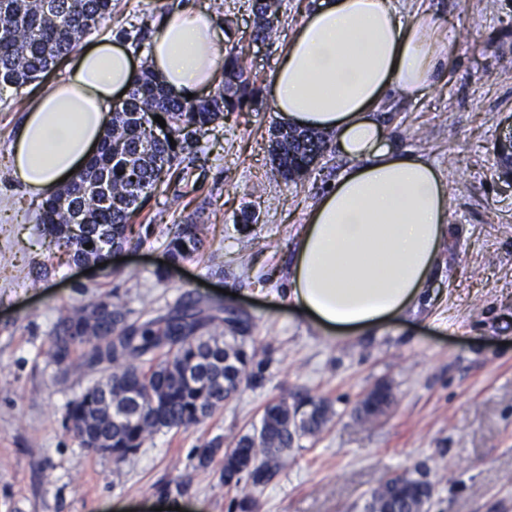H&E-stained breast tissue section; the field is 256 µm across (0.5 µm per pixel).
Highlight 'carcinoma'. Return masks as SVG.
<instances>
[{
    "label": "carcinoma",
    "mask_w": 512,
    "mask_h": 512,
    "mask_svg": "<svg viewBox=\"0 0 512 512\" xmlns=\"http://www.w3.org/2000/svg\"><path fill=\"white\" fill-rule=\"evenodd\" d=\"M282 0H254V15L264 23L254 39L276 30ZM112 12V0H0V96L35 81L70 55L92 33L88 21ZM243 47L231 46L215 92L191 101L169 95L150 70L141 72L112 115L99 153L78 180L42 201L40 218L49 244L66 249L75 263L104 262L112 248L132 233L139 206L173 175L189 178V157L196 135L242 109L253 93L241 65ZM160 116L166 127L154 118ZM175 144H170V141ZM324 137L313 130H276L270 154L276 172L296 181L310 171L323 150ZM184 224L168 245L178 263L203 247L200 224ZM90 243L92 248L84 245ZM222 323L227 336L207 335ZM251 322L227 308L204 309L190 298L164 314L128 319L117 299L106 295L89 307L75 308L57 324L49 352L58 364L82 350L88 362L112 373L88 387L68 406L65 422L86 449L110 448L119 461L135 454L144 439L161 428H187L208 417L238 392L242 381L262 379V363L246 350ZM394 399L390 382L381 380L357 402L352 416L371 422ZM326 398L299 397L266 404L260 426L221 449L212 443L196 449L197 467L208 468L222 455L220 480L231 493L229 512H252L251 490L267 484L285 466L302 438L317 436L328 422ZM434 495L424 477L404 474L374 489L366 512H422Z\"/></svg>",
    "instance_id": "1"
}]
</instances>
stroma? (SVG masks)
<instances>
[{
	"label": "stroma",
	"mask_w": 512,
	"mask_h": 512,
	"mask_svg": "<svg viewBox=\"0 0 512 512\" xmlns=\"http://www.w3.org/2000/svg\"><path fill=\"white\" fill-rule=\"evenodd\" d=\"M174 2L112 0L90 38L109 33L132 44ZM486 2L398 0L402 15L438 24L448 56L428 92L387 95L380 118L388 140L424 156L446 181L448 238L417 313L359 336H330L280 298L300 224L348 164L328 136L312 170L292 183L269 152L279 125L270 79L313 0H283L277 33L242 57L256 89L248 107L197 144L196 185L170 186L140 207L130 242L101 267L48 249L39 200L11 176L22 103L64 67L23 87L21 100H0V512H228L218 472L197 468L195 449L233 444L268 402L298 394L329 398L331 420L254 490L253 512H364L386 478L415 470L436 487L428 512H512V174L499 153L512 130V0L492 10ZM246 207L256 223H240ZM199 211L209 217L203 248L170 263L175 230ZM108 293L132 319L184 296L243 312L261 383H243L196 425L152 433L124 461L82 448L64 426L67 405L108 371L86 366L77 351L57 364L49 336L70 310ZM381 380L394 388L391 408L373 423L354 420L361 395ZM179 481L184 494L159 495V485Z\"/></svg>",
	"instance_id": "stroma-1"
}]
</instances>
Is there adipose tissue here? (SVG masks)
<instances>
[{"label": "adipose tissue", "mask_w": 512, "mask_h": 512, "mask_svg": "<svg viewBox=\"0 0 512 512\" xmlns=\"http://www.w3.org/2000/svg\"><path fill=\"white\" fill-rule=\"evenodd\" d=\"M227 48L216 18L184 0L163 17L148 62L183 98L214 85ZM444 61L437 24L402 16L395 0H319L273 73L280 120L335 134L349 161L298 231L286 290L330 335L406 317L434 278L448 236V189L425 158L386 140L377 111L387 93L429 89ZM138 72L132 51L110 38L85 47L31 102L15 133L13 177L43 199L67 173L82 172Z\"/></svg>", "instance_id": "ef3b65f1"}]
</instances>
